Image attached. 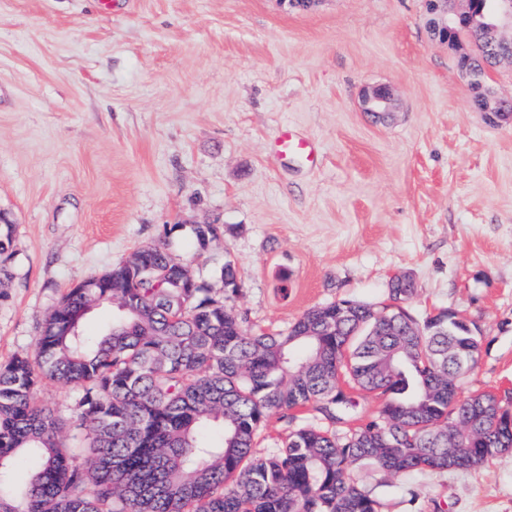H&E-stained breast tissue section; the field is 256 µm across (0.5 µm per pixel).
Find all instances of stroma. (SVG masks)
Listing matches in <instances>:
<instances>
[{
    "label": "stroma",
    "instance_id": "35a3bbf8",
    "mask_svg": "<svg viewBox=\"0 0 512 512\" xmlns=\"http://www.w3.org/2000/svg\"><path fill=\"white\" fill-rule=\"evenodd\" d=\"M425 15L424 0H0V363L35 349L69 288L163 240L215 288L232 262L235 309L274 332L410 276L415 318L445 309L482 338L464 394L512 392V119L472 109ZM379 84L397 110L375 118L362 94ZM286 125L314 160L275 154ZM195 224L219 227L206 250ZM318 421L271 414L256 454ZM352 477L381 512H512V451ZM13 224H0V298H6L10 274L7 263L12 258Z\"/></svg>",
    "mask_w": 512,
    "mask_h": 512
}]
</instances>
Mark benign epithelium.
Wrapping results in <instances>:
<instances>
[{
  "mask_svg": "<svg viewBox=\"0 0 512 512\" xmlns=\"http://www.w3.org/2000/svg\"><path fill=\"white\" fill-rule=\"evenodd\" d=\"M429 18L436 26V39L451 46L457 45L451 26H460L475 33L491 32L503 42L512 45V0H500L498 10L485 14L476 0H431ZM364 110L373 116L391 112L395 108L391 90L383 85L372 86L363 96ZM479 111L495 122L512 118V99L500 97L489 90L481 97Z\"/></svg>",
  "mask_w": 512,
  "mask_h": 512,
  "instance_id": "7a95c632",
  "label": "benign epithelium"
}]
</instances>
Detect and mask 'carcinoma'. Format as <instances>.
Wrapping results in <instances>:
<instances>
[{
	"label": "carcinoma",
	"instance_id": "cac0c4a2",
	"mask_svg": "<svg viewBox=\"0 0 512 512\" xmlns=\"http://www.w3.org/2000/svg\"><path fill=\"white\" fill-rule=\"evenodd\" d=\"M473 44L476 85L487 87L486 34L456 29ZM200 249L217 227L193 228ZM13 225L0 224V298L8 296ZM63 295L36 348L0 364V512H379L372 491L351 481L355 466L391 477L467 471L512 450V397L464 396L461 380L481 337L441 311L409 312L341 299L310 310L285 330L247 329L228 305L239 293L227 261L216 292L193 277L155 276L178 264L165 244L136 252ZM415 283L391 288L406 303ZM112 322L86 332L95 308ZM50 380L76 389V433L36 398ZM382 401L353 431L341 385ZM312 406L325 426L294 430L265 455L253 452L264 421ZM19 453L40 460L18 494L7 469Z\"/></svg>",
	"mask_w": 512,
	"mask_h": 512
}]
</instances>
